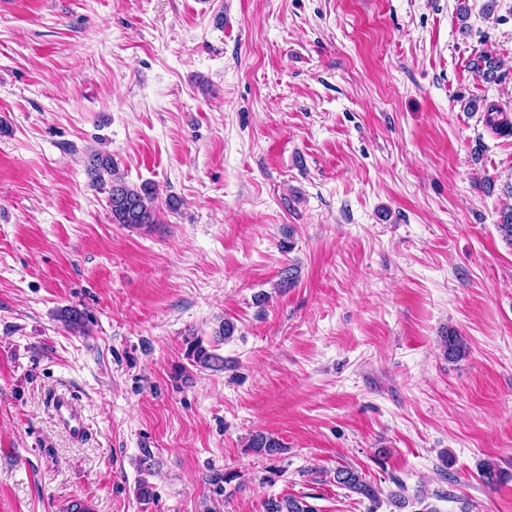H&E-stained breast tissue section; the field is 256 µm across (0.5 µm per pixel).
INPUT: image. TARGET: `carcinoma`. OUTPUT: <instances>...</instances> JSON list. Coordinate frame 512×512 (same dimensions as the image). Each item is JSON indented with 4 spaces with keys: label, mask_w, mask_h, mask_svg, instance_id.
Masks as SVG:
<instances>
[{
    "label": "carcinoma",
    "mask_w": 512,
    "mask_h": 512,
    "mask_svg": "<svg viewBox=\"0 0 512 512\" xmlns=\"http://www.w3.org/2000/svg\"><path fill=\"white\" fill-rule=\"evenodd\" d=\"M473 68L484 79L492 81L496 78L498 62L492 57L481 55L474 60ZM485 123L498 134L512 135V119L496 104H491L486 109ZM86 172L94 186L104 185L105 177H110L108 200L112 223L132 228L158 223L157 190L146 184L140 187L127 184L124 178L116 173L114 161L110 156L100 152L89 154L86 159ZM497 229L502 239L512 245L511 205L502 211ZM61 320L72 331H79L85 325L84 313L73 307L62 311ZM443 343L445 353L450 359H459L468 353L465 339L454 331L444 337ZM187 356L202 367H224V358L208 350L198 338L189 343ZM248 447L258 454L267 456H273L283 450V444L278 439L264 433L252 435ZM336 482L370 501L377 498L376 489L354 469L338 470ZM264 512H313V509L303 500L287 495L267 498L264 502Z\"/></svg>",
    "instance_id": "carcinoma-1"
}]
</instances>
